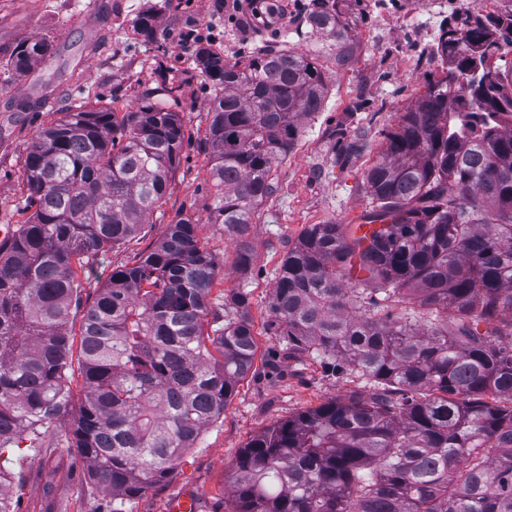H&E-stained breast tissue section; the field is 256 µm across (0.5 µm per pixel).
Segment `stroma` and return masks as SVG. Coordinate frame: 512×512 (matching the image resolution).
Listing matches in <instances>:
<instances>
[{"label":"stroma","mask_w":512,"mask_h":512,"mask_svg":"<svg viewBox=\"0 0 512 512\" xmlns=\"http://www.w3.org/2000/svg\"><path fill=\"white\" fill-rule=\"evenodd\" d=\"M224 0H0V231L24 221L25 158L37 131L53 113L74 105L116 112L142 107L143 91L164 80L176 88L186 138L172 188L129 243L99 254L83 277V303H91L113 269L151 252L166 224L178 215L199 221V235L222 262L210 293L212 306L241 288L251 294L248 316L258 351L223 414L160 484L125 502L124 512H167L170 497L190 490L200 512H232L227 491L237 456L264 428L306 409L358 393L365 379L336 374L321 359L286 357L272 326L273 291L283 257L311 224L355 226L372 208L363 186L398 113L413 106L444 65L432 54L448 17L445 0H412L403 19L388 16L384 0H348L346 21H359L360 48L348 67H337L327 37L303 36L304 15L278 10L271 23L243 29L224 19ZM153 9L160 37L148 43L136 28ZM49 38L56 51L27 76L8 59L25 40ZM281 41L321 60L328 93L319 112L301 121L294 147L275 166L272 190L249 233V270H241L238 245L209 219L212 149L205 132L213 87L194 62L197 44L235 60ZM71 417L52 420L39 448L11 447L14 512H112L110 495L95 488L86 463L69 448Z\"/></svg>","instance_id":"35a3bbf8"}]
</instances>
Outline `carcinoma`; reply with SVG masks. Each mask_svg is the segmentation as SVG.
Here are the masks:
<instances>
[{
    "label": "carcinoma",
    "mask_w": 512,
    "mask_h": 512,
    "mask_svg": "<svg viewBox=\"0 0 512 512\" xmlns=\"http://www.w3.org/2000/svg\"><path fill=\"white\" fill-rule=\"evenodd\" d=\"M347 0H309L311 37L336 38V64L358 39ZM157 38L155 15L138 19ZM512 14L474 4L440 26L444 76L385 133L364 184L377 224H310L284 256L274 325L288 358L311 355L372 385L299 412L253 437L230 482L234 512H512V78L502 69ZM45 38L17 46L30 73ZM217 87L211 219L247 245L276 161L319 111L316 56L283 44L235 62L197 47ZM118 114L76 106L36 134L25 161L28 218L0 240V456L73 409L70 319L80 272L134 238L165 200L185 140L162 102ZM187 216L157 246L112 271L80 326L83 398L72 430L112 512L161 482L224 413L254 364L249 293L224 311L209 296L220 260ZM364 273L348 286L353 268ZM411 304L377 316L379 301ZM0 466V512L11 510Z\"/></svg>",
    "instance_id": "carcinoma-1"
}]
</instances>
